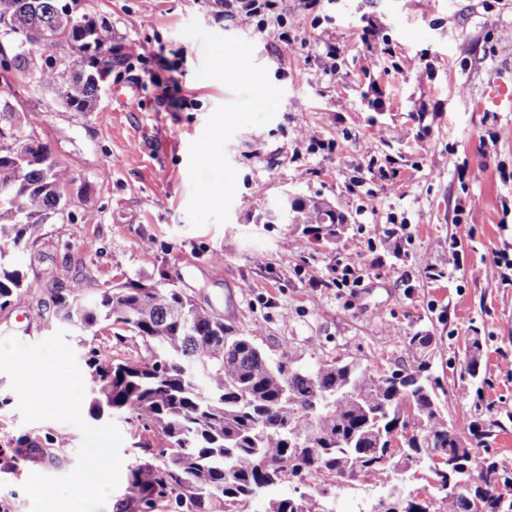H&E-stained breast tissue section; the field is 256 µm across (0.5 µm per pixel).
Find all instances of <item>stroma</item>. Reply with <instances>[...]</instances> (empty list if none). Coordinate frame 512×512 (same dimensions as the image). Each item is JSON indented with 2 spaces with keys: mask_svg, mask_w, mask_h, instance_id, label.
Here are the masks:
<instances>
[{
  "mask_svg": "<svg viewBox=\"0 0 512 512\" xmlns=\"http://www.w3.org/2000/svg\"><path fill=\"white\" fill-rule=\"evenodd\" d=\"M81 4L111 26L124 61L89 112L13 83L74 181L63 218L16 251L29 288L0 309V338L35 344L62 330L77 361L93 348L134 359L133 332L120 340L110 323L82 333L57 318L55 289L80 281L175 283L305 369L338 360L388 373L426 334L449 425L465 434L480 417L499 421L487 445L512 472V380L499 371L512 358V288L493 264L512 242V138L489 142L512 113L483 109L490 72L512 65V0H273L263 30L217 19L213 0ZM136 80L140 97L118 100ZM381 167L391 181L373 178ZM285 195L332 206L335 238L269 223ZM459 219L474 236L452 249ZM377 224L408 225L403 255L374 241ZM339 256L359 263V286L310 287ZM474 336L479 376L468 381ZM18 405L0 371V512H30L23 483L69 474L82 440L67 423L24 422ZM24 435L58 446L8 466ZM303 492L333 512H369L380 494L324 477L274 490Z\"/></svg>",
  "mask_w": 512,
  "mask_h": 512,
  "instance_id": "1",
  "label": "stroma"
}]
</instances>
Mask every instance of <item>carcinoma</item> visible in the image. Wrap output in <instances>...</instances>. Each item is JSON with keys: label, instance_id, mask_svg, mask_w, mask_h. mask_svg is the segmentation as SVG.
<instances>
[{"label": "carcinoma", "instance_id": "carcinoma-1", "mask_svg": "<svg viewBox=\"0 0 512 512\" xmlns=\"http://www.w3.org/2000/svg\"><path fill=\"white\" fill-rule=\"evenodd\" d=\"M64 0H0V26L21 31L26 46L3 47L0 59L23 78L51 89L73 112L98 101L102 75L120 61L112 28ZM37 118L22 115L0 89V242L35 241L63 216L74 181L35 133ZM339 215L316 200L297 199L290 224L332 232ZM0 250V308L24 290L20 265ZM62 320L94 329L125 325L143 350L133 360L103 361L91 350L86 373L95 385V416L128 415L148 461L129 468L126 498L140 512H231L279 484L328 476L354 481L384 477L401 461H420L434 480L443 512H512L498 492L512 477L492 455L448 426L439 377L418 355L426 336L412 339V360L387 375L354 364L292 367L288 351L269 359L253 336L224 322L208 305L172 283L129 282L101 288L79 282L58 288ZM473 480L456 496L448 481ZM298 497L269 498L262 512H300ZM371 512H427L412 499L390 500Z\"/></svg>", "mask_w": 512, "mask_h": 512}]
</instances>
